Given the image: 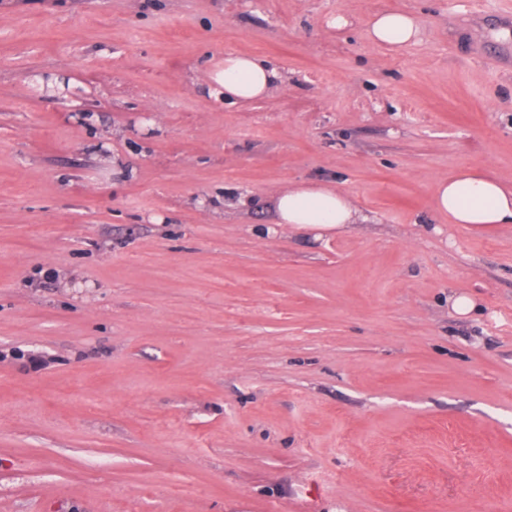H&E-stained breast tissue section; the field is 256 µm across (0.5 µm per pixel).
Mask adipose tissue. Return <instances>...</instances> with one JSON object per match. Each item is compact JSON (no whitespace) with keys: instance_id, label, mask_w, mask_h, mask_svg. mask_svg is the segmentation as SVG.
<instances>
[{"instance_id":"obj_1","label":"adipose tissue","mask_w":512,"mask_h":512,"mask_svg":"<svg viewBox=\"0 0 512 512\" xmlns=\"http://www.w3.org/2000/svg\"><path fill=\"white\" fill-rule=\"evenodd\" d=\"M420 22L404 12H386L369 25V35L377 44L395 49L418 40ZM276 70L248 53L224 57L218 82L224 96L247 102L267 94L278 80ZM437 211L447 214L450 223L486 230L512 224V184L507 185L481 170H463L440 179L433 196ZM273 209L277 225L297 230L330 231L356 223L358 212L351 200L336 187L308 182L275 193Z\"/></svg>"}]
</instances>
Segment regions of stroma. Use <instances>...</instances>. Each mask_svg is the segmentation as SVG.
<instances>
[{
	"label": "stroma",
	"instance_id": "obj_1",
	"mask_svg": "<svg viewBox=\"0 0 512 512\" xmlns=\"http://www.w3.org/2000/svg\"><path fill=\"white\" fill-rule=\"evenodd\" d=\"M469 168L512 182V0H0V512H512V224L432 201ZM311 180L363 223L275 227ZM419 29L417 17L404 12H386L372 20L369 35L379 45L404 48L417 42ZM279 75L248 53H229L224 56V71L218 83L224 89V99L247 102L267 94Z\"/></svg>",
	"mask_w": 512,
	"mask_h": 512
}]
</instances>
